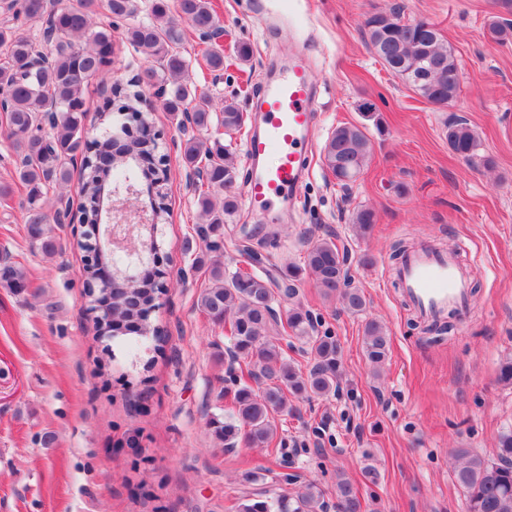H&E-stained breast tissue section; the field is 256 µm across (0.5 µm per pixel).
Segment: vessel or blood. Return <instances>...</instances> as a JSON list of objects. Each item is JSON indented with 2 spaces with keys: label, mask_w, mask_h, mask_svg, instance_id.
<instances>
[{
  "label": "vessel or blood",
  "mask_w": 512,
  "mask_h": 512,
  "mask_svg": "<svg viewBox=\"0 0 512 512\" xmlns=\"http://www.w3.org/2000/svg\"><path fill=\"white\" fill-rule=\"evenodd\" d=\"M315 103L310 74L302 66L289 68L265 91L263 121L246 142L251 174L243 200L249 209L263 213L287 205L300 192L305 178L303 156L317 121ZM272 153L277 163L265 165L266 155ZM393 274L406 302L423 320L467 309L470 272L456 252L412 250Z\"/></svg>",
  "instance_id": "vessel-or-blood-1"
}]
</instances>
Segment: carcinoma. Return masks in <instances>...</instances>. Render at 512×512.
Returning a JSON list of instances; mask_svg holds the SVG:
<instances>
[{
  "instance_id": "1",
  "label": "carcinoma",
  "mask_w": 512,
  "mask_h": 512,
  "mask_svg": "<svg viewBox=\"0 0 512 512\" xmlns=\"http://www.w3.org/2000/svg\"><path fill=\"white\" fill-rule=\"evenodd\" d=\"M18 12L29 20L45 21L53 34L47 50L50 63L33 66L41 45L10 27H0V45L8 48L10 62L0 65V97L7 109L0 121L4 133L22 164L17 168L19 180L27 189L26 220L32 245L45 254L56 250L54 239L45 225V194L52 185L69 183V163L81 156L80 203L81 221L94 224L99 219L112 191H141L144 180L157 181L161 167L145 169L141 161L157 149V142L118 136L114 114L129 112L138 118L136 104L143 90H129L119 82L110 87L107 105L99 112L100 124L112 131L91 142L83 140L87 117L84 83L88 77L104 75L112 65V28L94 27L99 12L113 18H127L136 11V0H75L66 7L54 9L51 0H15ZM177 12L188 17L198 32L207 35L219 27L209 0H176ZM169 0H152L153 20L139 22L127 30L131 45L146 55L144 86L158 78L167 83L163 108L174 116L190 114L197 134L183 142L182 160L187 168L206 166V189L198 195L197 204L207 223L197 227L199 239L206 241L224 223V217L238 210L234 188L238 169L233 153L220 141L209 144L201 134L219 124L228 133L239 131L247 117L229 102L221 112L212 108L211 97L189 84V64L179 51L185 40L183 30L169 17ZM369 44L391 75L410 85L428 103L446 107L460 91V68L453 48L445 44L437 29H427L424 20H404L400 13H372L364 19ZM161 63V69L152 66ZM448 145L458 155L470 159L477 150V138L469 124L456 120L448 124ZM371 152L365 128L343 124L331 133L323 150V161L336 181L346 185L364 168ZM222 197L221 204L214 198ZM150 211L156 223L144 237L148 248L158 243L157 228L168 216L165 196L148 195ZM358 231L367 234L375 223L372 209L360 207L353 215ZM240 255L247 258L248 268L233 274L224 273V263L215 260L209 266V284L198 297L200 310L215 325L229 327L231 355L244 366L246 379L234 380L233 410L225 416L212 415L207 425L214 441L224 449L243 444L249 449H270L277 436L278 418L288 414V396L295 398L324 397L336 393L341 379L339 345L333 336H315L312 315L297 300L299 284L306 276L320 289L323 298L341 296L344 309L359 315L367 308V299L353 285L347 266V251L332 236L313 242L303 255L302 263L289 264L276 280L269 274L251 268L258 260L257 252L246 247ZM0 281L12 288L26 287L25 272L9 263L0 266ZM164 277L147 279L144 288L113 294L114 324L96 326V335L110 334L135 350L139 342L152 339L163 342L160 330L149 321L156 301L166 291ZM288 303L286 323L278 322L276 307ZM282 329L306 345L313 358L304 371L288 360L271 332ZM389 337L376 320L364 326V352L373 365L385 361ZM256 382L255 388L251 382ZM452 470L455 483L466 494L468 512H512V430L498 436L495 456L489 458L470 448H455ZM322 491L309 481L293 495L270 494L264 490L236 502L235 512H319ZM336 512H363L358 489L347 479L336 480Z\"/></svg>"
}]
</instances>
